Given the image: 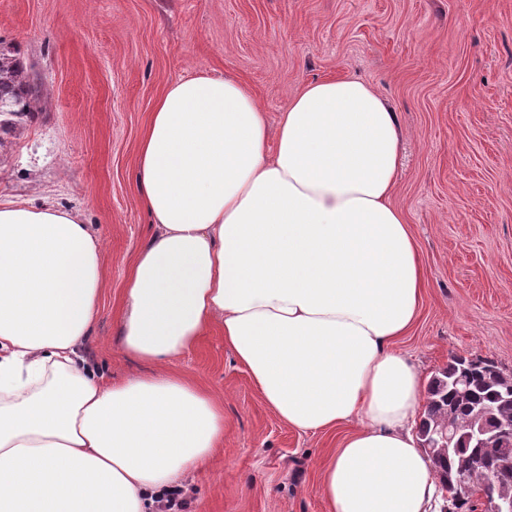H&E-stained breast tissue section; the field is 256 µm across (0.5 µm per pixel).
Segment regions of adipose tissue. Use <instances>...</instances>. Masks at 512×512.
<instances>
[{
	"label": "adipose tissue",
	"mask_w": 512,
	"mask_h": 512,
	"mask_svg": "<svg viewBox=\"0 0 512 512\" xmlns=\"http://www.w3.org/2000/svg\"><path fill=\"white\" fill-rule=\"evenodd\" d=\"M402 142L351 77L306 84L274 132L235 79L168 86L138 146L155 231L121 317L122 350L156 370L110 386L81 354L100 235L70 210L0 203V512H156L224 441L221 401L170 370L215 324L288 427L356 423L322 470L328 512H428L424 382L394 348L425 285L391 202Z\"/></svg>",
	"instance_id": "1"
}]
</instances>
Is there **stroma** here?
<instances>
[{
  "label": "stroma",
  "mask_w": 512,
  "mask_h": 512,
  "mask_svg": "<svg viewBox=\"0 0 512 512\" xmlns=\"http://www.w3.org/2000/svg\"><path fill=\"white\" fill-rule=\"evenodd\" d=\"M0 45L44 87L0 148V203L76 209L99 232L106 279L83 352L106 382L149 370L118 341L154 232L138 143L158 96L195 75L239 80L273 127L309 82L374 87L403 132L392 202L426 282L397 347L427 380L454 355L512 372V0H0ZM174 369L224 403V445L186 481L187 512H327L320 470L346 428L284 424L220 326Z\"/></svg>",
  "instance_id": "35a3bbf8"
}]
</instances>
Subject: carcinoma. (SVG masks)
Returning a JSON list of instances; mask_svg holds the SVG:
<instances>
[{"mask_svg":"<svg viewBox=\"0 0 512 512\" xmlns=\"http://www.w3.org/2000/svg\"><path fill=\"white\" fill-rule=\"evenodd\" d=\"M42 96V84L33 68L1 46L0 132L6 134L32 116ZM502 375L504 371L489 359L452 358L429 382L418 435L448 423L465 430L482 419L490 425H512V391L505 390ZM505 458H512V443L487 448L472 444L433 460L441 490L446 492L441 512H474L472 498H457L458 482L463 478L470 484L489 478L502 488L512 489V466H500Z\"/></svg>","mask_w":512,"mask_h":512,"instance_id":"1","label":"carcinoma"}]
</instances>
